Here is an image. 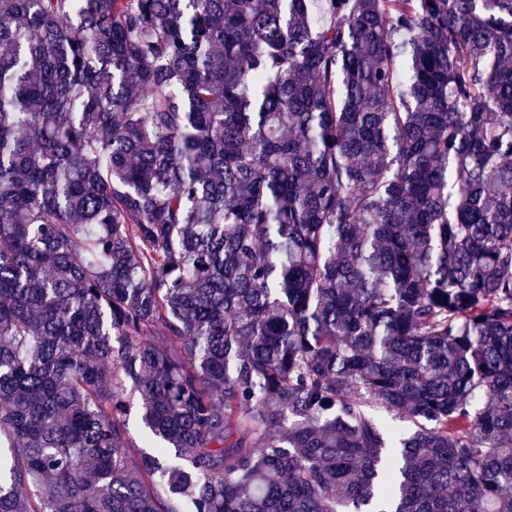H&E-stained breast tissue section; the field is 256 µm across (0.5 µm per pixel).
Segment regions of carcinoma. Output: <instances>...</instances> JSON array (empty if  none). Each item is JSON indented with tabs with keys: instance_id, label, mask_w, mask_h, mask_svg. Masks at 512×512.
<instances>
[{
	"instance_id": "obj_1",
	"label": "carcinoma",
	"mask_w": 512,
	"mask_h": 512,
	"mask_svg": "<svg viewBox=\"0 0 512 512\" xmlns=\"http://www.w3.org/2000/svg\"><path fill=\"white\" fill-rule=\"evenodd\" d=\"M0 441V512H512V0H0Z\"/></svg>"
}]
</instances>
